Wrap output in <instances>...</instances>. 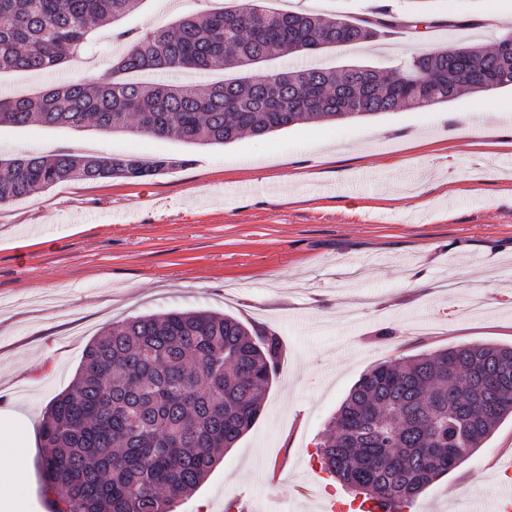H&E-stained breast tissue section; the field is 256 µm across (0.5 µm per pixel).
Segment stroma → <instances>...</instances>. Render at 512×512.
<instances>
[{
	"instance_id": "1",
	"label": "stroma",
	"mask_w": 512,
	"mask_h": 512,
	"mask_svg": "<svg viewBox=\"0 0 512 512\" xmlns=\"http://www.w3.org/2000/svg\"><path fill=\"white\" fill-rule=\"evenodd\" d=\"M441 20L447 45H489L512 33V0H390ZM229 0H140L116 27L96 30L81 56L53 74L0 73V89L31 95L65 81L94 83L142 32ZM465 16L466 26L446 25ZM428 27L390 51L379 43L283 65L385 71L426 47ZM495 105L484 136L481 102ZM71 150L166 156L167 174L70 182L0 206V413L29 450L25 512H50L40 426L67 390L86 345L112 323L171 309L207 310L278 334V374L256 425L175 512H320L351 499L318 477L326 425L371 366L423 351L512 343V88L464 93L428 111L398 110L300 124L226 145L148 139L93 126L0 128V158ZM463 275L450 293L439 281ZM512 456V419L420 495L425 512H467L491 498Z\"/></svg>"
}]
</instances>
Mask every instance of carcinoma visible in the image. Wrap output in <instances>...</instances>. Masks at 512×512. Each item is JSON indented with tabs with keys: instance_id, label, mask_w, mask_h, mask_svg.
<instances>
[{
	"instance_id": "obj_1",
	"label": "carcinoma",
	"mask_w": 512,
	"mask_h": 512,
	"mask_svg": "<svg viewBox=\"0 0 512 512\" xmlns=\"http://www.w3.org/2000/svg\"><path fill=\"white\" fill-rule=\"evenodd\" d=\"M139 0H0V72L46 73L79 56L98 24ZM378 4L357 18L279 12L238 0L138 34L97 83L34 97L0 96V127L41 124L173 136L196 145L260 137L300 123L428 110L463 92L512 87V56L461 45L419 53L387 80L368 66L265 71L274 57L364 46L401 28ZM237 77L193 84L134 82L149 70ZM181 162L61 152L0 159V206L75 180H137ZM276 333L230 315L171 310L108 327L87 345L73 385L49 403L40 430L52 512H174L222 453L258 421L278 368ZM512 417V345L453 346L382 362L350 390L317 447L321 469L403 512L435 479L482 447Z\"/></svg>"
}]
</instances>
